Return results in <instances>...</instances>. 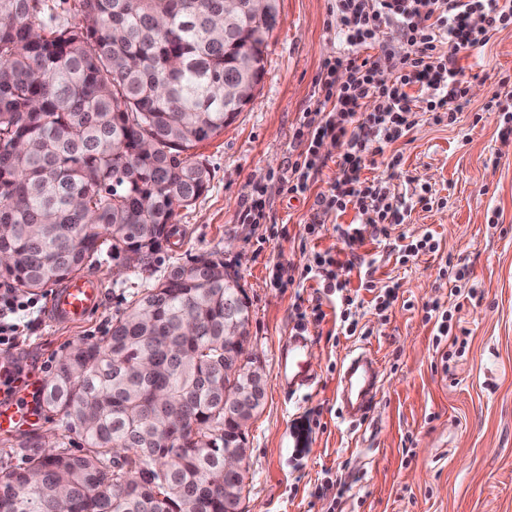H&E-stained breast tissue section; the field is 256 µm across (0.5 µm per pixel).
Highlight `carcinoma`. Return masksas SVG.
Wrapping results in <instances>:
<instances>
[{
  "label": "carcinoma",
  "instance_id": "carcinoma-1",
  "mask_svg": "<svg viewBox=\"0 0 512 512\" xmlns=\"http://www.w3.org/2000/svg\"><path fill=\"white\" fill-rule=\"evenodd\" d=\"M225 0H73L75 24L49 0H0V280L27 291L79 274L111 235L112 255L145 264L176 233L175 208L208 188L198 144L240 110L265 73L279 9L252 0L224 22ZM237 273L200 258L137 290L102 344H77L44 401L61 441L0 470V512H226L236 444L224 419L225 319H250ZM255 382L239 412L259 411ZM126 453L124 479L112 455Z\"/></svg>",
  "mask_w": 512,
  "mask_h": 512
}]
</instances>
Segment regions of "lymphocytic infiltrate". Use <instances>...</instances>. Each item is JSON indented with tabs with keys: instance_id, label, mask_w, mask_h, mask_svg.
I'll use <instances>...</instances> for the list:
<instances>
[{
	"instance_id": "1",
	"label": "lymphocytic infiltrate",
	"mask_w": 512,
	"mask_h": 512,
	"mask_svg": "<svg viewBox=\"0 0 512 512\" xmlns=\"http://www.w3.org/2000/svg\"><path fill=\"white\" fill-rule=\"evenodd\" d=\"M340 49L324 60L317 79L320 100L304 112L293 133L299 154L281 180L288 194H305L325 166V141L340 148V174L317 197L323 212L354 210L341 235L349 249L364 241L365 230L388 235L414 207L433 208L430 189L395 192L389 180L362 177L368 157L414 128L421 114L434 123L455 124L466 106L468 86L459 58L485 47L493 32L512 26V0H335ZM404 51L391 52L392 42ZM348 265L329 254L304 267L300 281L318 277L354 307Z\"/></svg>"
}]
</instances>
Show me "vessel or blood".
<instances>
[{"instance_id": "vessel-or-blood-1", "label": "vessel or blood", "mask_w": 512, "mask_h": 512, "mask_svg": "<svg viewBox=\"0 0 512 512\" xmlns=\"http://www.w3.org/2000/svg\"><path fill=\"white\" fill-rule=\"evenodd\" d=\"M103 284L95 277L69 278L50 296L49 314L54 323L73 325L82 322L101 303ZM307 339L291 336L279 364V379L284 390L295 393L313 387L314 370L305 362ZM379 368L365 349L349 353L342 364L338 391L340 415L344 420L360 422L367 418L377 388ZM43 384L33 371H18L0 366V435L9 437L29 430L41 419Z\"/></svg>"}]
</instances>
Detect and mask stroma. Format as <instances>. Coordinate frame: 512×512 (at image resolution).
<instances>
[{
	"label": "stroma",
	"mask_w": 512,
	"mask_h": 512,
	"mask_svg": "<svg viewBox=\"0 0 512 512\" xmlns=\"http://www.w3.org/2000/svg\"><path fill=\"white\" fill-rule=\"evenodd\" d=\"M332 6V0H279V23L254 101L197 148L210 171L209 187L191 206L177 208L179 236L134 272H117L111 249H103L88 272L106 285V296L83 323L50 325L45 308L51 290L35 291L37 317L20 328L12 346L0 349V361L49 380L72 345L111 335L135 289L156 282L171 266L218 258L247 293L248 350L265 370V402L247 431L244 512H512V143L501 142L494 119L473 120L502 78L512 77V27L463 59L472 81L459 123L423 120L388 146V153L403 156L400 175L389 176L381 162L364 169L365 177L389 176L399 187L413 178L446 205L414 209L389 236L367 234L358 250L364 263L350 274L361 300L359 331L348 336L336 319L339 293L314 279L299 291L274 287L269 278L274 264L295 274L313 265L317 254L343 251L339 229L355 216L351 209L342 215L316 211L318 195L339 174L333 143L323 145L327 163L305 195L291 197L279 181L297 157L291 141L302 112L317 106L322 63L338 49ZM255 185L265 189V218L245 224L243 200ZM313 216L323 225L316 237L304 230ZM426 230L438 240V252L400 262L395 241ZM450 265L468 270V285L479 295L453 318L454 331L468 333L462 350L435 343V324L422 311L434 299L452 304ZM365 272L376 285L396 286L397 298L386 310L361 289ZM317 306L325 314L320 321ZM300 311L310 337L306 360L318 384L291 397L277 372ZM356 346L375 353L380 389L367 419L351 424L338 413L337 381ZM62 433L61 415L44 412L35 429L0 438V468L19 465L17 450L29 440L56 441ZM330 480L340 481L341 497L319 495Z\"/></svg>",
	"instance_id": "obj_1"
}]
</instances>
